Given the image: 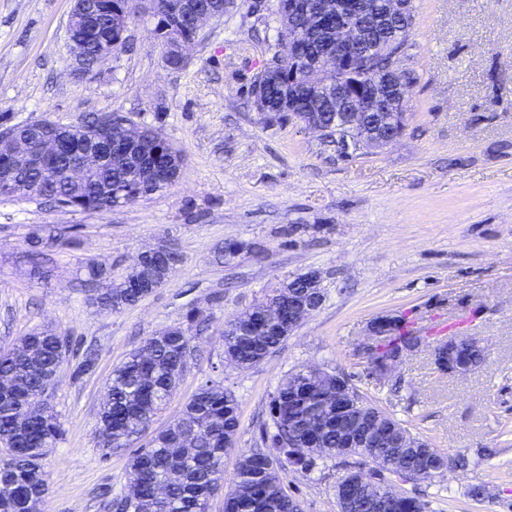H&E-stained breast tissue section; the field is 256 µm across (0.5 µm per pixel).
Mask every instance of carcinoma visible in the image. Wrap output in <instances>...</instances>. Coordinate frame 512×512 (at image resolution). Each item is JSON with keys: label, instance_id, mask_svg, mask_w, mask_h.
Returning <instances> with one entry per match:
<instances>
[{"label": "carcinoma", "instance_id": "cac0c4a2", "mask_svg": "<svg viewBox=\"0 0 512 512\" xmlns=\"http://www.w3.org/2000/svg\"><path fill=\"white\" fill-rule=\"evenodd\" d=\"M156 17L155 31L161 37H193V28L181 8V0H148ZM138 13L137 0H112V15L102 21L106 42L125 37L122 12ZM410 29L407 25L384 32L385 39L396 44L392 51L405 53ZM367 69L359 76L370 81L380 75L390 62L391 54H379L366 46ZM293 68L285 65L262 70L255 76L268 92V110L279 119H288V80ZM312 116L341 138L347 133L342 116L334 111L314 112ZM140 141L150 146L154 155L139 154L128 159L102 156L98 170L84 185L75 186L63 178H43L36 169L22 173L21 183L35 184L34 198L59 203L63 200L83 211L106 210L118 205H133L147 196L139 187L142 163L158 165L153 191L170 185L166 165L180 155L156 129L144 126ZM182 256L173 246H166L164 263L131 267L119 284L108 282L100 266L84 267L85 286L97 288L95 303L118 312L140 302L151 286L164 284L171 277ZM267 313L253 306L228 323L222 334L224 360L239 370L259 366L288 339V295L274 294L264 300ZM200 312L191 310L186 325L174 326L144 341L142 349L132 353L113 368L109 395L99 414V444L108 453L128 449L150 427L155 415L166 405L178 388L191 361L199 356L191 334ZM392 349H411L422 345L423 337L413 334L402 320L394 319ZM60 332L43 329L17 340L16 347L0 350V437L12 438L17 445L13 464L0 466V512H38L39 504L50 490L49 474L43 459L63 435L62 423L53 408L45 404L41 388L51 376L58 378L63 366L70 363V350L61 349ZM335 388L332 377L301 368L280 384L271 400V424L263 430L262 442L280 446L284 459L262 464L260 448L238 451L235 473L227 479L224 455L236 445L239 430V403L233 391L211 379L201 383L186 402L175 426L157 433L148 448L132 451L127 472L129 493L115 498L116 512H206L210 499L224 494V512H294L296 497L285 487L281 470L290 465L309 473L319 463L338 457L354 458V468L361 471L371 463V470L396 471L398 467L425 468L428 479L452 468L464 470L469 460L463 453L451 458L437 452L430 442L418 436L402 445L399 436L408 427L391 414L383 421L393 427L394 435L374 448H341L336 425L352 429L359 414L336 413L325 402ZM25 398L44 403V414L33 418L26 428L17 426L16 400ZM375 493L365 496L357 483H336L339 512H421L428 502L415 496L397 494L385 479L374 486Z\"/></svg>", "mask_w": 512, "mask_h": 512}]
</instances>
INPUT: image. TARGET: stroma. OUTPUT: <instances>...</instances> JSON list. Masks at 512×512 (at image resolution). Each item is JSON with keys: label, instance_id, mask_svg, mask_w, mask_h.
Returning <instances> with one entry per match:
<instances>
[{"label": "stroma", "instance_id": "1", "mask_svg": "<svg viewBox=\"0 0 512 512\" xmlns=\"http://www.w3.org/2000/svg\"><path fill=\"white\" fill-rule=\"evenodd\" d=\"M274 0H236L200 33L190 62L170 68L147 17L100 69L72 66L73 0H0V124H76L113 110L154 127L184 158L175 182L136 204L83 212L0 197V348L31 331L67 333L74 353L48 401L65 433L44 459L50 491L41 512H114L128 454L104 453L99 412L114 366L144 339L202 311L201 354L151 433L166 429L209 379L232 390L240 427L224 457L261 444L269 404L289 373L307 366L353 375L364 396L467 470L399 483L431 512H512V0H414L401 59L410 85L398 141L339 157L296 119L271 122L249 94L276 40ZM51 226L71 243L33 267L32 240ZM161 244L183 261L170 280L115 313L92 305L81 266L113 281L136 253ZM314 271L326 296L263 364L224 361L225 323L299 275ZM404 316L426 346L386 379L371 377L356 347L369 323ZM477 336L484 363L439 373L430 343ZM97 357L80 362L86 348ZM335 462L283 473L303 512H338ZM486 489L473 501L470 487Z\"/></svg>", "mask_w": 512, "mask_h": 512}]
</instances>
